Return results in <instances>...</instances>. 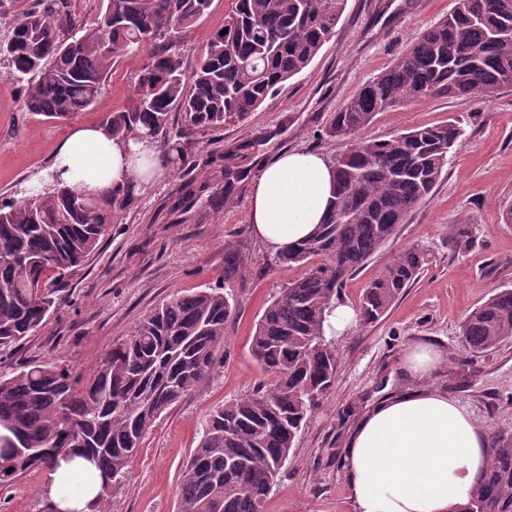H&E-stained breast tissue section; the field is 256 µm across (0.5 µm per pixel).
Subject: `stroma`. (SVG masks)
Masks as SVG:
<instances>
[{
  "label": "stroma",
  "mask_w": 512,
  "mask_h": 512,
  "mask_svg": "<svg viewBox=\"0 0 512 512\" xmlns=\"http://www.w3.org/2000/svg\"><path fill=\"white\" fill-rule=\"evenodd\" d=\"M232 7L233 0H213L180 40L187 63L200 56ZM452 7L453 0H347L335 36L310 67L247 119L194 132L186 163L160 167L141 184L133 206L114 211L96 250L59 283L56 308L42 328L0 349V375L6 377L31 362L62 364L85 376L169 296L222 282L235 295L237 314L226 325L215 374L149 432L125 478L112 487L110 512H176L181 465L198 443L202 420L268 380L251 356V339L265 307L302 271L275 267L273 249L253 234L251 176L283 151H314L327 160L342 153L345 143L325 135L331 114ZM146 59L143 51L119 59L94 107L60 121L26 112L21 86L1 60L0 203L23 199L33 180L49 171L73 127L99 124L130 105ZM451 119L460 120L464 135L446 174L409 223L399 225L386 246L346 280L340 305L356 310L369 282L404 248L422 250L428 263L380 322L365 327L354 319L331 333L338 356L334 385L308 417L264 512H354L343 460L346 433L373 403L409 388L398 364L418 343L434 345L447 358L430 384L457 396L487 433L512 435V403L500 404L486 393L492 386L512 391V340L469 357L459 335L470 309L495 289L512 286V224L501 220L503 204L512 203V89L406 104L377 114L358 136L388 138ZM239 144L247 147L241 165L250 178L231 207L214 213L203 186L223 170L227 150ZM189 185L199 194L195 206L184 210L180 198ZM463 219L473 244L458 250L451 237ZM231 246L243 252L246 269L228 282L224 258ZM46 476L35 469L0 491V512H48Z\"/></svg>",
  "instance_id": "1"
}]
</instances>
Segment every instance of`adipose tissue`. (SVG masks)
I'll list each match as a JSON object with an SVG mask.
<instances>
[{
	"mask_svg": "<svg viewBox=\"0 0 512 512\" xmlns=\"http://www.w3.org/2000/svg\"><path fill=\"white\" fill-rule=\"evenodd\" d=\"M151 154L144 144L113 141L99 126H79L52 170L78 193L108 196L153 178ZM335 186L333 168L312 152L263 163L250 192L254 234L277 251L310 237L328 215ZM444 360L432 345L410 347L399 369L415 388L375 403L350 431L346 462L356 512H459L468 504L491 450L474 414L429 384ZM90 468L74 455L49 470L45 494L57 512H94L99 488L88 482Z\"/></svg>",
	"mask_w": 512,
	"mask_h": 512,
	"instance_id": "adipose-tissue-1",
	"label": "adipose tissue"
}]
</instances>
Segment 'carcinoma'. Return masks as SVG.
I'll return each instance as SVG.
<instances>
[{"label": "carcinoma", "instance_id": "carcinoma-1", "mask_svg": "<svg viewBox=\"0 0 512 512\" xmlns=\"http://www.w3.org/2000/svg\"><path fill=\"white\" fill-rule=\"evenodd\" d=\"M345 0H235L224 24L189 67L175 49L212 0H107L91 27L65 0L16 14L0 56L12 80L27 82L24 106L63 120L94 105L118 58L149 44L133 103L100 122L113 139L161 149L185 160L189 130L210 131L245 119L309 68L336 32ZM226 34H221V31ZM512 88V0H456L446 16L409 43L393 64L365 82L325 129L346 140L376 115L433 96H494ZM185 132L171 135L172 117ZM460 123L407 129L360 140L337 155L336 190L327 219L311 238L275 254V263L306 272L265 308L251 354L271 377L251 395L213 410L179 478L178 512H263L307 415L334 384L336 350L325 322L344 282L379 252L428 198L461 142ZM240 145L224 159V191L210 197L219 213L247 177ZM132 182L111 196H86L59 181L23 203L0 205V346L34 335L55 300L52 284L97 248L112 207L137 200ZM417 248L397 253L359 301L363 325L381 319L424 270ZM224 279L244 269L227 249ZM234 295L218 285L177 295L134 327L89 376L30 363L0 378V487L75 453L101 476L98 512H109L110 485L123 479L164 413L214 373ZM512 339V288L473 308L460 326L472 355ZM492 454L460 512H512V437L492 438Z\"/></svg>", "mask_w": 512, "mask_h": 512}]
</instances>
